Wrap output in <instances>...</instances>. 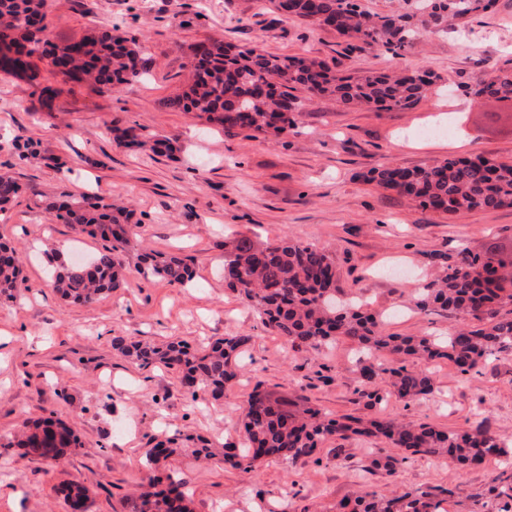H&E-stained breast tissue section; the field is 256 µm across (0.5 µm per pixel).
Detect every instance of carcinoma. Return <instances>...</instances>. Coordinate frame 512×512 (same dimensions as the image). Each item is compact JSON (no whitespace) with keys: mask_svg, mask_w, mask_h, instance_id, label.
Returning a JSON list of instances; mask_svg holds the SVG:
<instances>
[{"mask_svg":"<svg viewBox=\"0 0 512 512\" xmlns=\"http://www.w3.org/2000/svg\"><path fill=\"white\" fill-rule=\"evenodd\" d=\"M495 0H422L430 8L421 21L437 27L446 18L477 16ZM277 10L307 19L322 29L363 47H381L393 57L406 56L416 44L418 28L408 15H379L360 9L357 0H274ZM191 46V79L187 91L170 104L185 112L204 116L224 131H250L283 136L298 128L302 100L299 89L310 94L333 96L345 104L375 109H404L415 105L433 83L424 69L375 72L358 76L336 73L322 59L308 56H277L260 48L209 42L203 51ZM15 52L8 73L34 83L38 72L32 58L49 55L50 73L74 82L110 90L133 78H146L149 66L136 43L104 29L64 45L51 42L47 0H0V52ZM475 96L512 101V66L495 70L478 85ZM115 140L129 148H149L155 155L172 151L168 138L152 135L142 127L112 129ZM18 159L40 157L52 161L40 143L28 140L16 146ZM370 180L419 203L425 209L455 214L512 207V164L477 155L448 158L428 167H388L373 171ZM20 185L0 174V213L18 197ZM45 210L61 224L105 242L103 250L82 263L54 269L53 285L62 298L74 304H91L120 286L124 253L131 243L132 213L104 198L83 193L77 198L47 199ZM442 275L426 283L414 298L415 307L462 313L477 321L443 337L386 333L381 321L350 299L338 297L336 270L328 253L312 243L283 239L255 244L239 240L224 251V282L246 299L265 327L293 346H328L340 338L360 352L354 372L366 397L378 395L383 384L400 399H413L431 391V380L421 370L406 365L386 367L378 358L384 352L403 361L448 359L467 375L490 356L512 354V320L498 318L499 308L512 304V271L490 253L460 250L455 256L440 251L430 254ZM140 272L170 284L184 285L193 278L186 259L178 254L143 256ZM17 251L0 240V297L16 299L22 294ZM250 340L226 336L207 349L192 348L183 340L162 345L128 342L120 336L112 347L143 365L160 363L175 370L191 396L202 390L215 401L224 397V387L236 376V358ZM248 447L217 448L202 437H168L145 454L146 468L157 471L187 446L196 456L218 454L235 467L246 470L268 459L295 463L311 455L332 436L382 437L393 447L414 453L445 455L459 466L478 464L507 454L499 439L481 426L468 431L442 430L428 424L409 425L394 418L363 421L343 416L326 418L320 411L256 387L241 421ZM17 446L32 459H57L80 446L75 430L51 416L32 423ZM505 499L498 512H512V473L499 476ZM72 512H85L88 489L78 481L60 488ZM405 492L371 494L334 502L328 512H444L442 494ZM131 512H192L185 481L170 474L149 478L132 500Z\"/></svg>","mask_w":512,"mask_h":512,"instance_id":"obj_1","label":"carcinoma"}]
</instances>
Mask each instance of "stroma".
<instances>
[{
	"label": "stroma",
	"instance_id": "stroma-1",
	"mask_svg": "<svg viewBox=\"0 0 512 512\" xmlns=\"http://www.w3.org/2000/svg\"><path fill=\"white\" fill-rule=\"evenodd\" d=\"M51 39L63 44L95 29L117 28L149 60L147 80L111 90L68 84L43 105L26 80L0 73V172L23 192L0 216V238L15 247L28 290L0 300V512H69L62 484L89 489L87 512H128L146 484L145 452L160 434L200 435L241 446L238 426L254 387L322 412L362 419L393 417L463 431L483 426L512 449V355L490 358L463 375L445 359L426 363L430 394L404 401L380 391L368 399L353 371L349 340L331 348H294L263 326L224 283V244L281 238L316 244L336 265L344 298L360 297L386 332L447 335L464 324L445 311L423 312L412 297L439 270L436 251L498 249L512 255V208L436 213L370 182L372 170L426 167L481 154L512 164V124L501 105L471 90L512 66V0L468 19L422 30L395 59L380 48L349 49L336 33L277 11L271 0H48ZM225 41L278 55L326 60L343 74L416 67L437 74L412 107L377 110L306 96L297 132L226 134L195 113L169 107L187 87L192 44ZM141 126L173 140L172 155L152 157L114 140L112 127ZM40 142L50 162L19 161L16 143ZM70 172L61 181L60 169ZM68 191L95 193L133 211L137 224L121 288L79 306L55 292L46 247L77 261L71 244L101 250L45 211L42 200ZM154 250L190 258L194 278L170 285L139 272ZM228 335L248 342L224 398L191 400L177 372L122 356L112 339L200 347ZM55 415L82 445L59 460L21 457L13 442L24 421ZM396 459L394 471L373 457ZM166 470L183 478L194 512H325L358 494L453 489L448 512H496L497 477L512 457L466 468L444 456L413 454L366 436H333L295 463L266 461L244 471L222 458L201 461L184 450Z\"/></svg>",
	"mask_w": 512,
	"mask_h": 512
}]
</instances>
